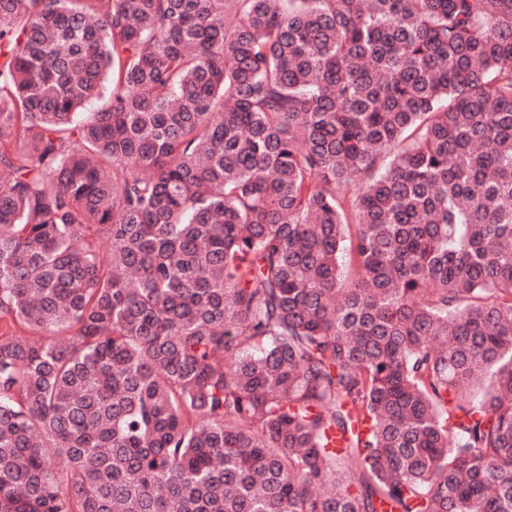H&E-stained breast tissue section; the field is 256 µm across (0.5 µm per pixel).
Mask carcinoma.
I'll return each mask as SVG.
<instances>
[{
  "instance_id": "obj_1",
  "label": "carcinoma",
  "mask_w": 512,
  "mask_h": 512,
  "mask_svg": "<svg viewBox=\"0 0 512 512\" xmlns=\"http://www.w3.org/2000/svg\"><path fill=\"white\" fill-rule=\"evenodd\" d=\"M0 170V512H512V0H0Z\"/></svg>"
}]
</instances>
